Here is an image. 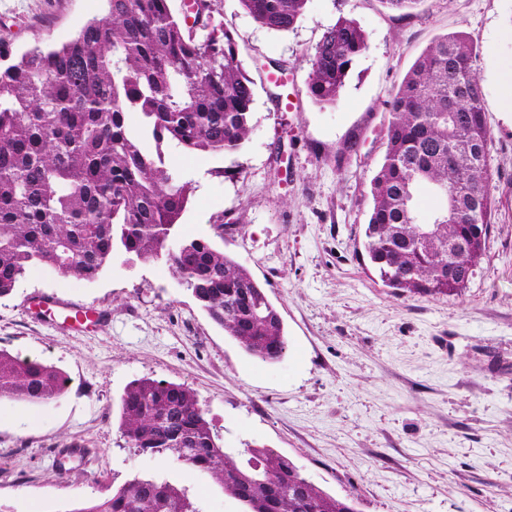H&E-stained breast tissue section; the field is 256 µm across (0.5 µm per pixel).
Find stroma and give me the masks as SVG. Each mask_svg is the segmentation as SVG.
<instances>
[{
  "label": "stroma",
  "mask_w": 512,
  "mask_h": 512,
  "mask_svg": "<svg viewBox=\"0 0 512 512\" xmlns=\"http://www.w3.org/2000/svg\"><path fill=\"white\" fill-rule=\"evenodd\" d=\"M103 0H0V43L22 54L64 43ZM366 32L335 106L307 93L309 56L339 16ZM255 83L254 128L240 151L165 147L194 192L181 233L209 238L246 267L276 305L285 355L264 363L214 325L161 261L117 254L95 280L32 268L0 298V348L60 368L68 388L45 404L0 400V505L64 512L133 476L187 487L201 512H242L208 475L125 448L121 396L151 377L193 389L219 445H263L358 512H512V112L500 77L512 73V0H426L401 18L379 0H309L293 30L260 27L222 0ZM468 33L490 128L494 222L461 293L404 298L364 250L369 184L386 148L385 105L436 37ZM288 67L292 109H278L255 60ZM357 155L337 160L351 137ZM44 289L111 312L86 334L32 319Z\"/></svg>",
  "instance_id": "35a3bbf8"
}]
</instances>
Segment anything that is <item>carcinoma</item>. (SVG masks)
<instances>
[{
  "label": "carcinoma",
  "instance_id": "obj_1",
  "mask_svg": "<svg viewBox=\"0 0 512 512\" xmlns=\"http://www.w3.org/2000/svg\"><path fill=\"white\" fill-rule=\"evenodd\" d=\"M61 45L36 43L18 57L0 48V297L35 266L76 280L97 278L120 248L162 260L200 308L254 358L287 350L280 314L265 288L214 240L181 237L193 192L165 163L161 145L188 153L239 150L253 130L254 82L234 34L215 23L221 0H193L202 21L171 0H105ZM409 16L424 0H379ZM262 27L287 32L308 0H239ZM365 31L340 16L309 58L307 91L336 105ZM477 43L444 34L422 51L387 103L386 151L371 180L364 231L367 258L398 296L447 297L466 288L482 257L448 243L492 224L490 136ZM445 200L421 218V191ZM456 274H449V268ZM68 380L57 367L0 349V398L58 399ZM121 437L140 455L207 473L245 512H357L310 482L284 455L248 445L223 448L196 393L142 377L121 397ZM72 512H201L188 489L134 476Z\"/></svg>",
  "mask_w": 512,
  "mask_h": 512
}]
</instances>
